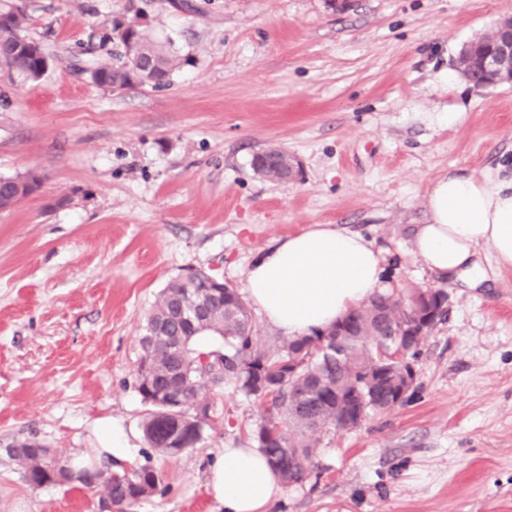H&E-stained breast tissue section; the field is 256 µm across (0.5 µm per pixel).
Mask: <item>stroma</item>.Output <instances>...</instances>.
<instances>
[{"label":"stroma","instance_id":"obj_1","mask_svg":"<svg viewBox=\"0 0 512 512\" xmlns=\"http://www.w3.org/2000/svg\"><path fill=\"white\" fill-rule=\"evenodd\" d=\"M8 10L50 66L0 67V177L40 179L0 211V512H102L103 489L30 487L5 450L36 440L72 461L116 418L134 466L162 478L134 512H224L208 466L256 447L264 406L225 380L199 443L149 447L146 318L189 268L246 289L260 250L314 224L373 240L382 290L442 289L447 312L404 404L324 434L267 512H512V269L470 288L414 252L436 176L512 178V83L479 88L454 64L512 0H0ZM133 18L179 68L163 88L93 84L86 67L122 51L104 33ZM270 145L301 161L296 180L254 174Z\"/></svg>","mask_w":512,"mask_h":512}]
</instances>
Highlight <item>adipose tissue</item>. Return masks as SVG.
<instances>
[{
    "label": "adipose tissue",
    "mask_w": 512,
    "mask_h": 512,
    "mask_svg": "<svg viewBox=\"0 0 512 512\" xmlns=\"http://www.w3.org/2000/svg\"><path fill=\"white\" fill-rule=\"evenodd\" d=\"M428 222L415 250L430 270L477 284L487 278L481 251L512 268V183L450 172L427 193ZM383 252L359 233L332 224L278 240L247 272L250 298L262 318L286 336L325 329L380 287ZM134 434L120 422L105 431L97 463L129 465ZM278 475L256 448H227L210 467L208 489L225 512H265L280 492Z\"/></svg>",
    "instance_id": "ef3b65f1"
}]
</instances>
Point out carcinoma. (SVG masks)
Masks as SVG:
<instances>
[{"mask_svg":"<svg viewBox=\"0 0 512 512\" xmlns=\"http://www.w3.org/2000/svg\"><path fill=\"white\" fill-rule=\"evenodd\" d=\"M131 37L148 53L145 63L154 87L167 85L180 59L158 46L142 28L125 29L120 23L107 34L122 45ZM25 41L20 35L19 15L7 13L6 20H0V61L37 78L45 51L39 44L28 46ZM487 46L479 43L473 50L468 79L474 85L485 81L479 58ZM88 73L95 84L109 88L141 83L124 61L100 63ZM199 302L205 303L204 316L193 322L183 320L179 311ZM350 317V329L334 324L266 349L253 336L250 311L236 286L215 294L202 280L196 284L177 278L170 281L147 317L136 371L138 390L148 405L143 421L148 444L164 454L173 452L178 444L194 446L209 419L210 405L200 395L230 378L241 390L267 403L266 416L256 433L258 448L283 482H303L322 435L336 428L337 420L352 415L356 389L369 394L367 409H393L395 389L384 374L401 369L403 363L380 348L412 315L392 294L378 292L351 308ZM204 335L213 338L216 346L202 347L199 339ZM216 353L224 357L221 379L204 371L202 365L203 358ZM5 452L32 487L73 480L67 461L36 441L17 442ZM80 483L104 487L111 504L120 512H130L157 492L160 479L152 468L143 466L116 474L86 472Z\"/></svg>","mask_w":512,"mask_h":512,"instance_id":"cac0c4a2","label":"carcinoma"}]
</instances>
